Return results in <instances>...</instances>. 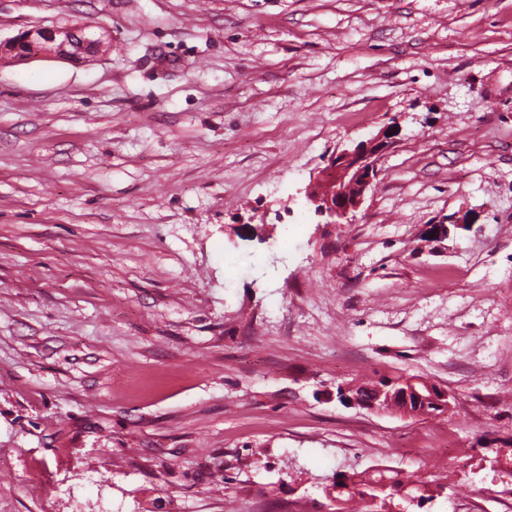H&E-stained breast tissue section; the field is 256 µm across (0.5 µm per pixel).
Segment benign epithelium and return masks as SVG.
<instances>
[{"label": "benign epithelium", "mask_w": 512, "mask_h": 512, "mask_svg": "<svg viewBox=\"0 0 512 512\" xmlns=\"http://www.w3.org/2000/svg\"><path fill=\"white\" fill-rule=\"evenodd\" d=\"M89 30L90 26L86 24L25 29L11 38L0 40V62L8 59L21 63L38 55L64 60L93 57L104 46V41L103 36L91 34ZM397 135V126L388 125L368 140L332 155L327 166L318 173L313 189L307 193V199L315 206V211L328 216L333 224L340 223L355 212L378 176V162L394 145ZM399 383L401 387L397 389L388 385L378 387L377 404L364 402L360 386L351 383L339 386L337 397L345 405L370 413L403 417L418 416L423 403H431L448 411L455 402V395L442 384L408 375L402 376ZM510 454L512 448H499L495 450V456L485 458L507 484L512 483V468L505 466L504 462ZM397 496L416 504L405 493V488L397 485L391 486L390 494L383 498L373 494L366 495V498L373 505V512H390L391 502Z\"/></svg>", "instance_id": "benign-epithelium-1"}]
</instances>
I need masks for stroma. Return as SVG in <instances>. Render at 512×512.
Masks as SVG:
<instances>
[{"mask_svg":"<svg viewBox=\"0 0 512 512\" xmlns=\"http://www.w3.org/2000/svg\"><path fill=\"white\" fill-rule=\"evenodd\" d=\"M75 24L106 51L0 63V512H320L374 465L512 512V0H0ZM402 374L454 408L336 399ZM397 135L394 122L368 140L331 156L327 166L318 173L313 189L307 193L315 211L331 219L327 223L340 224V220H347L361 206L378 176V162L394 145Z\"/></svg>","mask_w":512,"mask_h":512,"instance_id":"1","label":"stroma"}]
</instances>
